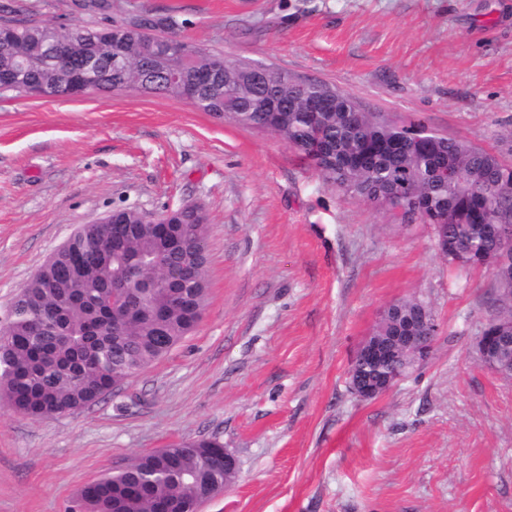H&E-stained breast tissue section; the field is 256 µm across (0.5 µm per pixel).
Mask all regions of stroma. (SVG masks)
<instances>
[{
	"label": "stroma",
	"mask_w": 512,
	"mask_h": 512,
	"mask_svg": "<svg viewBox=\"0 0 512 512\" xmlns=\"http://www.w3.org/2000/svg\"><path fill=\"white\" fill-rule=\"evenodd\" d=\"M84 0H0L54 25ZM181 39L327 83L366 111L512 161V0H109ZM197 203L208 295L194 332L74 413L0 404V512H78L87 483L174 440L238 475L200 512H512V377L478 340L495 278L458 275L427 224L324 183L279 136L128 89L0 95V329L21 287L115 208ZM425 302L426 359L364 400L349 385L384 309Z\"/></svg>",
	"instance_id": "stroma-1"
}]
</instances>
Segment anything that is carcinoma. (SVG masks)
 Segmentation results:
<instances>
[{
  "mask_svg": "<svg viewBox=\"0 0 512 512\" xmlns=\"http://www.w3.org/2000/svg\"><path fill=\"white\" fill-rule=\"evenodd\" d=\"M13 43L0 48V74L17 56L45 39L68 47L71 56L96 52L111 63L113 49L127 59L126 84L144 81L147 71L169 64L146 51L142 38L121 24L96 22L57 26L13 18ZM64 68L33 63L28 83L63 80ZM238 86L237 97L224 99V81L196 108L211 114L238 112L236 124L251 128L269 123V131L298 150L323 181L374 208L395 213L396 195L418 204L425 223L433 225L435 244L448 262L461 269L489 267L496 280L497 308L488 323L505 328L508 341L499 360L512 362V272L501 264L512 243L498 235L512 225V163L498 154L458 138H440L423 152L385 150L367 153L372 145L408 140L405 125L365 111L350 95H341L324 112L308 111L306 90L288 72L269 68L259 81L232 70L225 81ZM288 101L283 112H267L271 97ZM454 175L440 178V168ZM181 238L187 248L206 242L207 216L187 215ZM75 251L60 253L20 289L6 332L0 336V402L23 417L36 420L80 410L107 395L123 377L166 356L185 338L194 318L178 303L176 288H141L161 280L160 238L144 225L112 250V226L83 229ZM418 299L389 305L375 335H391L395 325L416 320L418 336L431 335ZM216 440H189L170 456L134 457L124 468L84 485L81 512H151L163 501L175 512H196L197 492L187 479L202 456L216 453Z\"/></svg>",
  "mask_w": 512,
  "mask_h": 512,
  "instance_id": "carcinoma-1",
  "label": "carcinoma"
}]
</instances>
